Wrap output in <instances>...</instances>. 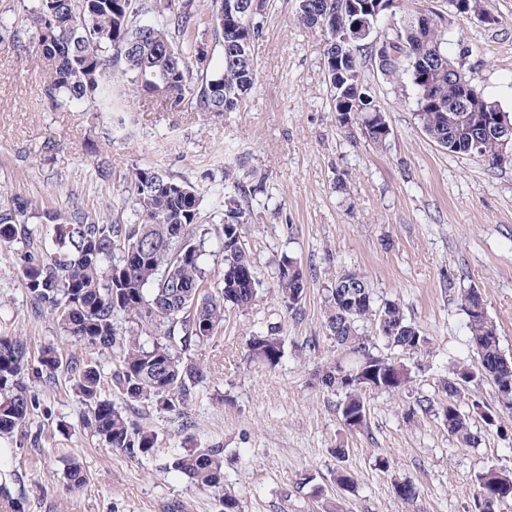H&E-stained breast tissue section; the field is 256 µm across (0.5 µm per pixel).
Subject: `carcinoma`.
I'll return each instance as SVG.
<instances>
[{"label": "carcinoma", "instance_id": "carcinoma-1", "mask_svg": "<svg viewBox=\"0 0 512 512\" xmlns=\"http://www.w3.org/2000/svg\"><path fill=\"white\" fill-rule=\"evenodd\" d=\"M339 0H298L297 20L325 32L322 64L327 80L345 65L339 84H330L332 111L348 137L355 132L383 146L391 135L378 101L363 75L366 59L385 58L384 77L406 76L414 95L416 117L425 135L451 153L511 162V145L483 136L492 111L463 112L451 122L450 108L461 97V85L448 79V61L460 60L445 47V38L418 26L417 7L405 4L391 18L393 34L376 39L354 30L360 15L341 11ZM269 0H31L14 19H0V43L33 48L43 72V95L52 109L86 103L97 112L118 114L112 82H128L137 96L168 112H234L257 85L252 46L263 34ZM222 49L214 62L209 43ZM350 114L347 129L340 116ZM245 162L224 167V221L215 228L199 224L203 195L189 181L155 167H134L125 178L134 221L92 215L81 207L47 209L39 227L30 225L26 201L0 203V243H23L19 270L28 294L41 314H48L61 333L74 341L112 352V388L128 403L149 402L161 413L186 419L197 388L206 375L195 355L224 328L226 312H245L255 305L263 282L245 285L240 276L258 272L246 239L253 223V196L263 191L265 175ZM52 230V247L43 243ZM214 237L223 265L219 279L206 268V243ZM276 292L291 314L312 279L297 259L286 254L276 263ZM448 296L466 317L469 343L476 359L453 364L438 391L444 399L415 398L408 416L442 417L448 436L473 446L475 436L461 409L465 388L489 381L498 406L471 403V413L486 424L512 417V358L505 356L486 307L475 288L448 279ZM325 327L344 359L318 367L315 384L338 396L336 410L347 429H367L368 390L402 393L414 382L405 358L429 355L432 339L405 315L396 300L375 298L360 273L346 270L326 289ZM372 319L383 349L359 333L358 323ZM128 326L121 327L118 320ZM148 339L143 341L141 336ZM247 359L273 370L284 356L280 327L252 333ZM73 378L85 405L83 427L106 446L129 455H149L157 443L154 430L133 422L125 410L102 396L103 375L91 361L65 362L52 348L31 355L17 336H0V438H11L26 425L37 398L26 384L31 375L49 384L59 369ZM168 469L218 496L221 512H241L238 499L224 491V455L219 448L189 446ZM66 484L87 482L81 463L71 459ZM512 499V475L489 469L476 477L475 512L483 501L499 505Z\"/></svg>", "mask_w": 512, "mask_h": 512}]
</instances>
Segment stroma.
<instances>
[{
	"label": "stroma",
	"mask_w": 512,
	"mask_h": 512,
	"mask_svg": "<svg viewBox=\"0 0 512 512\" xmlns=\"http://www.w3.org/2000/svg\"><path fill=\"white\" fill-rule=\"evenodd\" d=\"M485 2L498 24L449 18L447 48L484 95L512 114V0ZM296 8L297 0H270L252 47L257 86L239 111L154 112L120 85L127 110L119 129L83 105L46 108L41 71L22 49L0 44V201L24 199L36 210L77 205L126 221L125 175L135 165L155 166L200 189V222L213 228L224 218L223 164L242 155L268 176L246 228L261 295L248 313L228 314L223 332L203 348L207 378L190 424L147 402L129 406L128 415L158 435L152 454L132 457L83 429V406L66 371L49 386L29 380L39 404L5 442L10 491L25 512H219L214 493L167 468L191 443L223 448L224 486L242 512H321L297 488L304 474L342 512H474L476 475L512 472V421L499 431L472 417L477 443L460 446L440 418L406 419L411 395L370 391L368 428L351 433L336 396L311 383L316 368L340 354L325 328L323 293L346 269L364 275L376 298L399 299L431 336L412 395H436L449 366L472 358L446 276L484 292L512 358V164L492 166L437 146L420 129L409 83L379 75L367 81L391 129L386 146L347 138L331 110L324 35L299 26ZM21 248L0 245V335L22 337L35 354L51 347L65 359L95 360L111 375L110 354L75 343L36 313L16 264ZM284 253L313 271L296 316L275 293V260ZM271 324L280 327L285 355L268 370L246 362L243 347ZM339 444L349 450L341 460L333 453ZM71 457L88 475L79 489L64 478ZM339 467L355 476V492L334 483ZM405 478L418 489L410 505L393 489Z\"/></svg>",
	"instance_id": "obj_1"
}]
</instances>
